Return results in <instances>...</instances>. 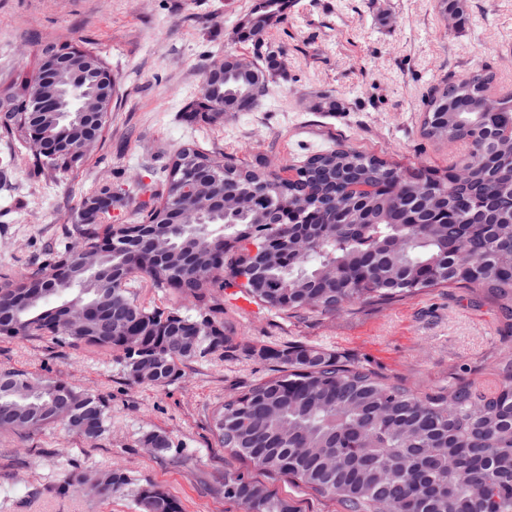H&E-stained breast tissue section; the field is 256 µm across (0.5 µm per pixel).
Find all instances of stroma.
Returning a JSON list of instances; mask_svg holds the SVG:
<instances>
[{"instance_id":"obj_1","label":"stroma","mask_w":512,"mask_h":512,"mask_svg":"<svg viewBox=\"0 0 512 512\" xmlns=\"http://www.w3.org/2000/svg\"><path fill=\"white\" fill-rule=\"evenodd\" d=\"M255 0H0V79L31 69L41 47L66 41L95 51L117 81L108 139L78 171L40 180L27 165L0 167V269H21L56 243L96 185L133 183L185 143L238 159L259 158L274 171L306 152L343 145L404 166L446 167L447 146L421 132L431 90L476 67L494 74L493 89L512 91V0H468L447 22L435 0H290L286 20L268 40L286 73L252 112L214 128L189 123L185 106L200 93L211 61L234 53L235 23ZM335 94L340 112L315 108ZM231 346L188 362L177 383H130L115 352L56 344L42 335L0 342V368H17L88 388L108 399L110 428L89 443L59 425L24 435L0 430V512H137L135 492L153 483L179 498L184 512H243L224 498L225 473L248 472L298 512H339L335 501L285 477H264L219 448L213 410L225 398L271 375L275 364L251 347L300 341L347 355L412 388L437 389L459 374L494 389L490 364L512 349L496 310L472 294L436 288L381 306L359 305L321 318L291 317L224 302ZM166 432L173 446L158 457L144 432ZM119 468L127 490L99 501L88 490L61 496L66 476L93 478Z\"/></svg>"}]
</instances>
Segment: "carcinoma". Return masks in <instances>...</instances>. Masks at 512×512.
I'll use <instances>...</instances> for the list:
<instances>
[{
    "instance_id": "1",
    "label": "carcinoma",
    "mask_w": 512,
    "mask_h": 512,
    "mask_svg": "<svg viewBox=\"0 0 512 512\" xmlns=\"http://www.w3.org/2000/svg\"><path fill=\"white\" fill-rule=\"evenodd\" d=\"M288 0H256L241 41L243 64L224 55L219 78L205 73L188 120L224 125V112H251L285 70L265 36L284 20ZM64 59L35 89L36 69ZM95 52L45 45L34 70L0 90V139L42 149L29 161L44 181L83 166L103 139L115 92H105ZM486 68L450 78L424 104L423 135L466 153L443 169L410 168L330 147L310 153L283 177L257 159L186 144L160 169L164 192L131 195L102 185L84 198L66 237L20 272H0V341L46 335L61 344L121 353L133 384L165 387L185 365L224 348V298L237 288L263 308L327 317L353 304L381 305L432 288H464L491 302L512 329V93L485 106ZM463 168L468 178L456 184ZM204 181L217 196L243 198L202 212L185 188ZM135 208L136 224H114L92 207L101 195ZM194 302V314L139 300L137 278ZM255 353L275 375L224 401L212 415L220 447L256 470L293 478L342 512H512V354L495 358L497 388L456 378L417 391L359 363L300 342ZM108 403L87 389L21 369H0V429L31 434L61 424L89 442L108 430ZM141 443L163 454L170 437ZM103 501L124 493L126 473L101 475ZM224 498L245 512H298L266 485L224 475ZM139 512H183L147 483Z\"/></svg>"
}]
</instances>
